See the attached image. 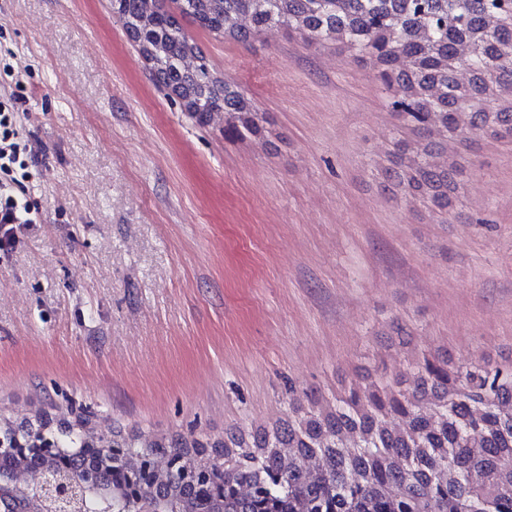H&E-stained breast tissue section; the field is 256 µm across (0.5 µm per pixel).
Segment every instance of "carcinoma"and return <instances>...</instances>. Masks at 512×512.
Segmentation results:
<instances>
[{"label":"carcinoma","mask_w":512,"mask_h":512,"mask_svg":"<svg viewBox=\"0 0 512 512\" xmlns=\"http://www.w3.org/2000/svg\"><path fill=\"white\" fill-rule=\"evenodd\" d=\"M179 12L200 26L245 38L271 26L302 33L312 45L346 40L387 73L392 108L422 141L402 142L391 184L425 195L446 212L453 206L464 166L438 161L452 139L470 148L478 130L512 140V112H486L480 103L492 86L512 88V58L491 64L489 47L512 31V0H177ZM112 13L134 28L139 48L166 86L188 87L198 109L224 112V132L261 131L258 113L227 83L212 77L203 55L163 0H112ZM466 31L469 42L448 43V30ZM382 378L373 389L352 392L336 409L306 412L300 423L298 388L288 385V417L248 434L228 432L207 442L192 433H102L85 421L39 414L19 424L0 415V433L52 438L74 453L78 474L99 473L121 487L128 466L153 455L193 458L196 448H216L196 461V471L154 494L178 512H512V367L488 360L451 368L440 358L418 366L408 388ZM123 448L106 466L87 448ZM84 512H135L127 498L90 497Z\"/></svg>","instance_id":"cac0c4a2"}]
</instances>
